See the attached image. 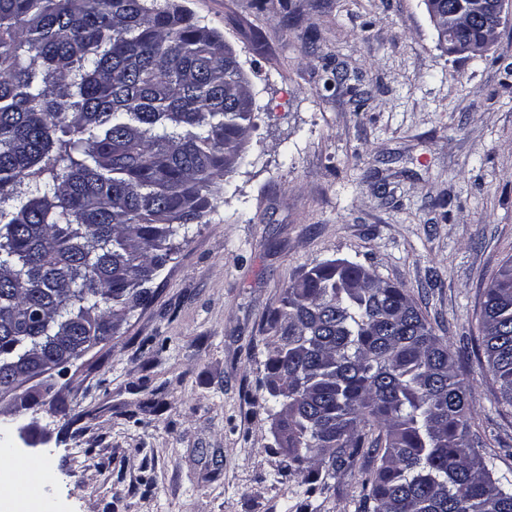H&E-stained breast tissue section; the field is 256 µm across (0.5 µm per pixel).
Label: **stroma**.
Wrapping results in <instances>:
<instances>
[{"label":"stroma","instance_id":"stroma-1","mask_svg":"<svg viewBox=\"0 0 512 512\" xmlns=\"http://www.w3.org/2000/svg\"><path fill=\"white\" fill-rule=\"evenodd\" d=\"M235 53L253 100L225 176L110 343L0 416V512H358L377 465L285 471L267 320L344 259L407 289L453 348L473 431L512 480V406L475 349L512 259V22L481 54L440 45L423 0H173ZM67 407L66 424L52 404Z\"/></svg>","mask_w":512,"mask_h":512}]
</instances>
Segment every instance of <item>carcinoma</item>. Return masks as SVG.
<instances>
[{
  "label": "carcinoma",
  "instance_id": "carcinoma-1",
  "mask_svg": "<svg viewBox=\"0 0 512 512\" xmlns=\"http://www.w3.org/2000/svg\"><path fill=\"white\" fill-rule=\"evenodd\" d=\"M456 35L487 39L465 25ZM215 31L158 0H0V367L64 329L95 338L147 305L173 240L243 158L253 101ZM482 348L512 406V262L485 293ZM269 394L286 469L367 453L361 512H512L475 448L463 351L407 290L315 265L269 317ZM378 430L368 439L363 426Z\"/></svg>",
  "mask_w": 512,
  "mask_h": 512
}]
</instances>
